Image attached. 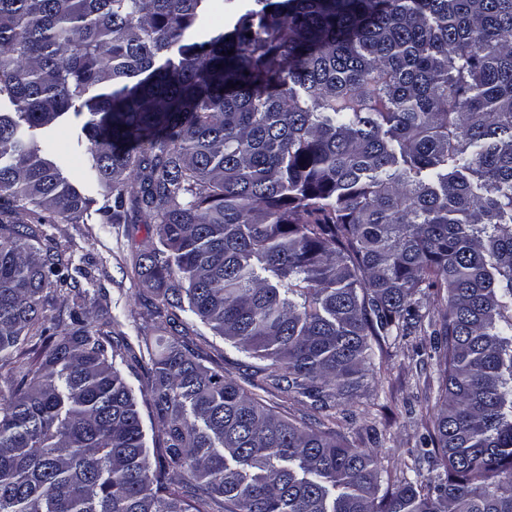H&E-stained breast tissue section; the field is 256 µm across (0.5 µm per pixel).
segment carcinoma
I'll use <instances>...</instances> for the list:
<instances>
[{
  "label": "carcinoma",
  "instance_id": "1",
  "mask_svg": "<svg viewBox=\"0 0 512 512\" xmlns=\"http://www.w3.org/2000/svg\"><path fill=\"white\" fill-rule=\"evenodd\" d=\"M206 2L0 0V512H512V0H251L198 41ZM70 110L112 221L157 225L158 329L193 315L333 418L434 304L432 449L394 478L174 338L152 472L139 359L78 303L28 379L68 277L18 214L82 216L33 138ZM123 373L126 376L128 382L134 388L135 393L138 399V407L141 414L142 422L146 431V437L149 446V456L150 462L152 466V470L155 469L156 465L159 462L160 450L156 448V445L152 441V430H151V409L146 400V397L142 396L140 393V389H142L144 385V372L137 365L133 364L132 369H127L125 366H122Z\"/></svg>",
  "mask_w": 512,
  "mask_h": 512
}]
</instances>
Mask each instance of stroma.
Wrapping results in <instances>:
<instances>
[{"label":"stroma","instance_id":"35a3bbf8","mask_svg":"<svg viewBox=\"0 0 512 512\" xmlns=\"http://www.w3.org/2000/svg\"><path fill=\"white\" fill-rule=\"evenodd\" d=\"M83 122V117L69 112L53 130L37 134L38 141L51 144L48 158L87 200L79 222L56 219L40 230L45 243L61 253L64 273L84 292L91 307L90 323L110 322L115 333L134 345L141 338L159 336L150 315L158 296L141 285L135 270L140 249L155 239L156 231L131 213L117 224L108 220L110 194L83 176L90 159ZM185 323L190 348L207 366L243 386L251 380L263 383V375L256 372L260 360L225 345L194 317H186ZM430 352V336L419 330L384 344L375 380L336 416L335 428L345 441L370 449L393 475L425 449L426 408L435 402L440 372Z\"/></svg>","mask_w":512,"mask_h":512}]
</instances>
